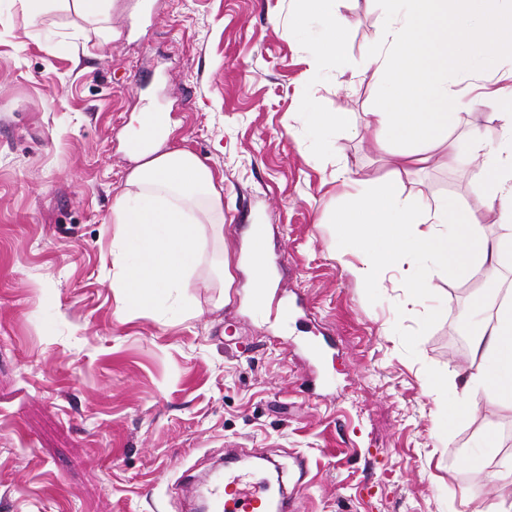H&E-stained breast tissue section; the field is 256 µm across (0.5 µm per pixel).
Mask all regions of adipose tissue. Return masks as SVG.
<instances>
[{
	"label": "adipose tissue",
	"mask_w": 512,
	"mask_h": 512,
	"mask_svg": "<svg viewBox=\"0 0 512 512\" xmlns=\"http://www.w3.org/2000/svg\"><path fill=\"white\" fill-rule=\"evenodd\" d=\"M107 0H23L26 14L41 19L53 10L75 6L86 20H108ZM333 0H296L295 28L310 20L321 24V36L309 48L313 68L323 69L343 55L347 39ZM490 0H368L381 19L380 43L364 67L388 73L380 101L373 103L367 127L377 149L390 153L394 168L388 178L363 183L337 171L347 189L334 221L349 235L373 239L377 250L366 256L356 275L370 280L405 249H414L440 271L461 276L474 263L498 278L512 264V235L495 240L481 231L473 211L455 199L433 207L401 195L402 176L427 163L428 150L444 147L449 165L462 157L474 160L473 178L499 223H512V87L488 96L498 107L501 133L489 146L481 130H472L468 153L449 138L463 100L448 88L452 70L472 71L494 55L512 58V9L491 11ZM126 179V189L112 209L123 250L135 261L121 284L127 308L140 310L164 300L173 289L192 286L206 225L222 231L215 218L224 204L214 177L185 150H163L154 144ZM479 365L474 377L487 396L512 404V299L500 300L492 326L481 328L472 345Z\"/></svg>",
	"instance_id": "ef3b65f1"
}]
</instances>
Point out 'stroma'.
Wrapping results in <instances>:
<instances>
[{"label":"stroma","instance_id":"35a3bbf8","mask_svg":"<svg viewBox=\"0 0 512 512\" xmlns=\"http://www.w3.org/2000/svg\"><path fill=\"white\" fill-rule=\"evenodd\" d=\"M137 3L112 0L105 30L64 10L34 21L20 0H0V512H185L181 476L204 500L228 450L257 448L287 488L297 456L309 458L297 512L511 501L512 481L488 475L512 465V406L473 386L471 415L440 420L477 371L460 315L486 293L511 295L512 271L453 276L408 252L366 286L353 271L362 245L329 222L343 203L337 168L368 181L391 171L366 129L385 83L362 69L377 14L339 0L347 53L316 73L319 28H293L294 0H148L155 18L141 25ZM148 108L167 119L168 145L214 174L224 228L205 240L188 302L133 313L112 205ZM313 110L346 113L334 150H316ZM497 112L462 110L453 138L466 144L475 126L496 137ZM401 189L429 205L461 201L487 237L512 233L469 163H434ZM257 224L278 289L254 310L238 270L216 308L215 267L237 259ZM420 275L432 286L422 302L408 289ZM284 295L304 300L288 322ZM320 332L336 343L323 360L306 348ZM436 378L450 388L432 389Z\"/></svg>","mask_w":512,"mask_h":512}]
</instances>
